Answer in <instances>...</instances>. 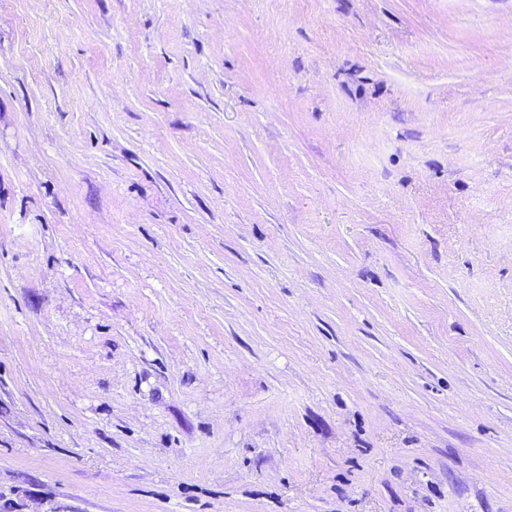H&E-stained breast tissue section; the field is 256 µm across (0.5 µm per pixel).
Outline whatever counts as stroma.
<instances>
[{"label": "stroma", "mask_w": 512, "mask_h": 512, "mask_svg": "<svg viewBox=\"0 0 512 512\" xmlns=\"http://www.w3.org/2000/svg\"><path fill=\"white\" fill-rule=\"evenodd\" d=\"M0 512H512V0H0Z\"/></svg>", "instance_id": "obj_1"}]
</instances>
